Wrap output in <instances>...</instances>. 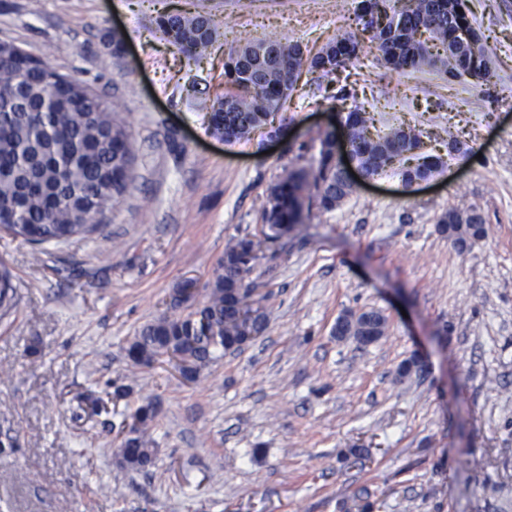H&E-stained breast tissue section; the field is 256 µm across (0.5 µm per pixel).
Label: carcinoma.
<instances>
[{
    "label": "carcinoma",
    "instance_id": "carcinoma-1",
    "mask_svg": "<svg viewBox=\"0 0 512 512\" xmlns=\"http://www.w3.org/2000/svg\"><path fill=\"white\" fill-rule=\"evenodd\" d=\"M373 10L401 18L381 29L363 28L384 64L402 73L425 68L451 79L469 76L490 81L491 55L469 19L465 0H369ZM158 27L166 40L196 61L216 42L218 28L199 4L190 14L166 13ZM360 41L344 33L312 56L292 39L266 38L230 52L224 63V96L206 107L209 129L226 141L248 140L270 124L295 89L300 71L336 73L358 56ZM31 56L11 42L0 41V224L10 233L39 244L86 238L105 223L128 190L134 159L126 128L116 120V108L75 78L62 75L43 61L30 65ZM345 143L353 161L371 177L394 167V161L420 148L422 131L399 126L375 129L370 113L360 107L346 110ZM444 161L428 156L415 167L401 168L405 184L427 179ZM355 192L336 155V133L326 131L314 167L290 166L269 187L262 206L259 237L232 238L214 269L207 300L186 314L178 312L185 288L172 295L171 311L144 325L127 352L134 364L176 358L184 377L227 350L250 327L267 325L263 306L246 318L251 298L245 283L264 243L294 234L303 223L305 201L323 211L340 207ZM451 230L461 249L486 235L482 212L450 209L438 219ZM383 336L388 319L380 310L363 312ZM137 426L117 455L136 468L152 463L154 441L147 432L148 415L132 414Z\"/></svg>",
    "mask_w": 512,
    "mask_h": 512
}]
</instances>
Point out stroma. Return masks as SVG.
<instances>
[{
    "label": "stroma",
    "instance_id": "stroma-1",
    "mask_svg": "<svg viewBox=\"0 0 512 512\" xmlns=\"http://www.w3.org/2000/svg\"><path fill=\"white\" fill-rule=\"evenodd\" d=\"M200 1L221 36L196 64L156 19ZM358 3L0 0V41L120 103L135 154L101 231H0V512H512V0H466L490 82L396 73L366 41L337 74L303 72L271 118L283 139L224 141L200 106L232 50L278 36L315 54L356 30ZM339 100L422 129L446 166L409 188L388 170L267 243L249 280L268 324L241 351L192 380L133 364L129 341L177 286L205 290L226 242L259 233L282 169L317 160ZM472 207L487 235L461 250L437 221ZM373 308L378 341L336 337L338 316ZM142 406L155 453L132 470L116 435Z\"/></svg>",
    "mask_w": 512,
    "mask_h": 512
}]
</instances>
